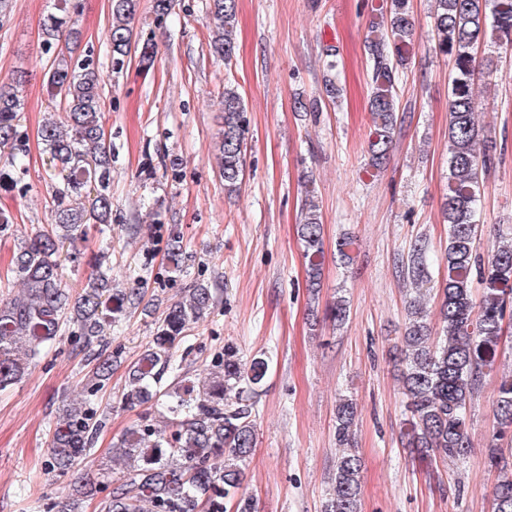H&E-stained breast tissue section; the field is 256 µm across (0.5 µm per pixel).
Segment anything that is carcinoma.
Returning a JSON list of instances; mask_svg holds the SVG:
<instances>
[{
    "instance_id": "obj_1",
    "label": "carcinoma",
    "mask_w": 512,
    "mask_h": 512,
    "mask_svg": "<svg viewBox=\"0 0 512 512\" xmlns=\"http://www.w3.org/2000/svg\"><path fill=\"white\" fill-rule=\"evenodd\" d=\"M138 0H112L107 41L112 68L124 66L131 51ZM237 0H209L211 54L228 62L235 53L233 37ZM435 50L452 62L448 105V186L442 203L448 224L444 255L446 274L440 282V334L433 332L420 300L408 301L409 322L399 348L401 381L410 413L405 433L408 447L431 459L467 456L472 440L467 404L496 364L506 317H512V238L487 258L477 254L481 233L478 203L483 175L494 165L496 142L476 122L477 75L497 70L500 54L512 50V0H434ZM45 44L63 35L78 43L76 7L60 0L44 21ZM408 0H391L388 27L366 38L372 68V114L365 150L370 166L383 168L393 150L399 121L397 93L411 45ZM67 46L49 69L53 96L64 100L63 120L45 122L41 131L51 166L61 182L53 196L55 223L33 231L13 255V272L21 293L0 298V393L7 391L41 355L46 344L64 331L91 365L93 386L54 416L45 471L65 476L78 465L94 466L89 452L106 426L94 396L112 374L116 355L109 351L106 327L141 297L140 288L112 293V264L100 255L77 301L62 285L60 252L83 241L91 226L112 224V145L103 125V93L93 52L73 57ZM223 129L216 147L228 194L240 190L247 148L245 106L234 87L224 86ZM21 99L0 86V148L16 157L21 142ZM298 226L308 262L310 287L319 286L324 258L323 224L318 206L305 197ZM180 241L168 243L173 271H183ZM426 251L416 244L406 276L417 284L426 278ZM216 305V289L202 283L171 303L153 339L131 366L121 396L124 407L154 410L157 427L145 418L112 445V459L121 465L117 477L102 469L99 479L74 489L57 512H82L88 498L106 492L100 512H257L251 497L239 495L245 469L256 446V386L268 363L243 359L227 345L207 368L202 387L164 385L163 377L178 370L177 350L186 333ZM328 316L333 326L345 324L350 306L340 296ZM494 419L499 436L512 433V380L501 381ZM357 402L342 396L336 402L334 477L321 512H361L362 460L353 448ZM488 466L499 472L492 489L494 512H512V462L504 448L487 449Z\"/></svg>"
}]
</instances>
